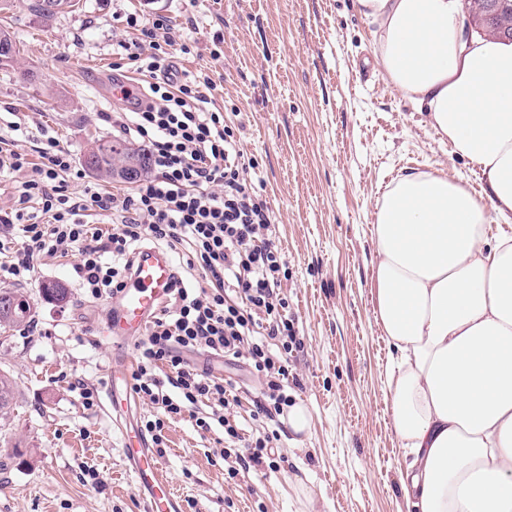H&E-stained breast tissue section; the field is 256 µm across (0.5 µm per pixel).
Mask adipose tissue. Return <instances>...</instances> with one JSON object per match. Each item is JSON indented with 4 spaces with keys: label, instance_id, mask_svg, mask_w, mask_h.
Masks as SVG:
<instances>
[{
    "label": "adipose tissue",
    "instance_id": "ef3b65f1",
    "mask_svg": "<svg viewBox=\"0 0 512 512\" xmlns=\"http://www.w3.org/2000/svg\"><path fill=\"white\" fill-rule=\"evenodd\" d=\"M383 78L480 174L412 170L377 202L373 306L414 512H512V42L460 0H355Z\"/></svg>",
    "mask_w": 512,
    "mask_h": 512
}]
</instances>
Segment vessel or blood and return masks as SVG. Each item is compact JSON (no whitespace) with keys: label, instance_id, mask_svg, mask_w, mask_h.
<instances>
[{"label":"vessel or blood","instance_id":"b4317fda","mask_svg":"<svg viewBox=\"0 0 512 512\" xmlns=\"http://www.w3.org/2000/svg\"><path fill=\"white\" fill-rule=\"evenodd\" d=\"M174 262L165 249L145 245L131 261V269L122 291L109 308L112 321L108 335L112 350H129L143 336L153 317L159 314L174 279ZM130 388L109 383L107 401L117 419H124L132 407ZM125 464L132 473L145 512H182V500L163 477L147 440L124 435Z\"/></svg>","mask_w":512,"mask_h":512}]
</instances>
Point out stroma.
<instances>
[{
	"label": "stroma",
	"instance_id": "obj_1",
	"mask_svg": "<svg viewBox=\"0 0 512 512\" xmlns=\"http://www.w3.org/2000/svg\"><path fill=\"white\" fill-rule=\"evenodd\" d=\"M161 15L183 32V71L210 74L217 107L240 128L257 167L288 278V316L304 347L288 356L287 393L312 410L295 445L285 416L251 419L260 390L245 365L191 364L232 380V406L246 434L277 437L275 469L230 476L215 450L221 428L171 420L160 470L183 512H414L400 489L405 462L383 392L388 346L375 322L371 224L385 185L409 168L469 178L464 161L382 77L369 21L354 0H80L50 25L26 8L0 12L19 50L0 67V139L28 154L47 131L80 159L90 139L112 135L103 112L113 95L112 51L136 38L129 14ZM220 60H213V53ZM28 68L39 80L22 81ZM75 250L41 257L22 284L32 327L0 331V371L17 405L0 421V512H143L125 468L120 428L105 403L116 366L100 343L107 298L92 297ZM67 288L45 300L43 283ZM92 390L85 403L72 383ZM99 480H92L91 471Z\"/></svg>",
	"mask_w": 512,
	"mask_h": 512
}]
</instances>
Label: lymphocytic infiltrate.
I'll use <instances>...</instances> for the list:
<instances>
[{
  "label": "lymphocytic infiltrate",
  "mask_w": 512,
  "mask_h": 512,
  "mask_svg": "<svg viewBox=\"0 0 512 512\" xmlns=\"http://www.w3.org/2000/svg\"><path fill=\"white\" fill-rule=\"evenodd\" d=\"M138 36L118 45L119 65L145 78L147 93L124 92L133 111L112 115V127L139 141L150 158L152 178L117 192L77 196L68 177L70 153L54 137L41 139L37 161L0 150V172L18 174L13 203L0 209V279L30 280L34 263L74 246L75 272L96 298L117 295L125 285L129 257L145 239L187 247L201 280L175 279L169 300L136 345L133 393L150 405L143 428L157 455H164L167 421L187 415L196 426L224 431L221 458L242 469H260L272 456V435L244 437L225 414L227 382L184 360L205 350L245 360L258 377L257 413H283L290 399L288 355L302 342L282 292V252L272 236L269 207L250 176L255 163L210 96L211 77L172 80L169 48L182 36L162 16L127 17ZM38 202L30 211V202ZM111 217L108 233L91 228L87 210Z\"/></svg>",
  "instance_id": "obj_1"
}]
</instances>
